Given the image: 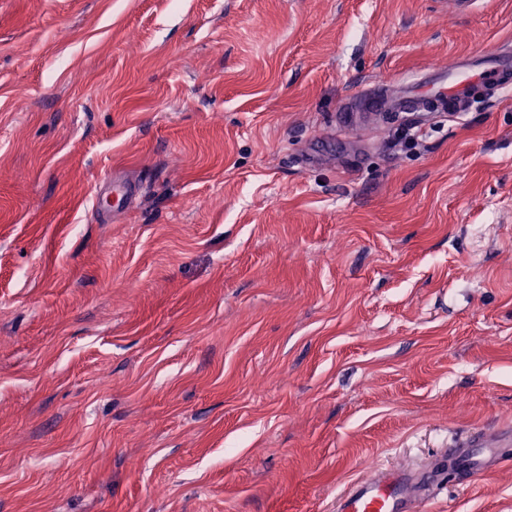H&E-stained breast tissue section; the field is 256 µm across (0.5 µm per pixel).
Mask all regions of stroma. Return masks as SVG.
<instances>
[{
	"mask_svg": "<svg viewBox=\"0 0 512 512\" xmlns=\"http://www.w3.org/2000/svg\"><path fill=\"white\" fill-rule=\"evenodd\" d=\"M505 45L512 0H0V512H333L512 424V90L337 125Z\"/></svg>",
	"mask_w": 512,
	"mask_h": 512,
	"instance_id": "stroma-1",
	"label": "stroma"
}]
</instances>
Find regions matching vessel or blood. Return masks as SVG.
I'll return each mask as SVG.
<instances>
[{"label":"vessel or blood","instance_id":"1","mask_svg":"<svg viewBox=\"0 0 512 512\" xmlns=\"http://www.w3.org/2000/svg\"><path fill=\"white\" fill-rule=\"evenodd\" d=\"M512 87V51L489 48L475 55L459 56L452 68H433L406 84L403 94L392 95L380 80L356 91L349 101L355 111L411 112L417 123L437 112H457L476 94L494 98ZM512 446V428L494 436L474 434L456 440L446 459H435L421 471L376 467L370 478L353 483L339 498L336 512H427L442 483L444 461L456 465L455 476L465 484L478 474L494 471L501 461V444Z\"/></svg>","mask_w":512,"mask_h":512}]
</instances>
